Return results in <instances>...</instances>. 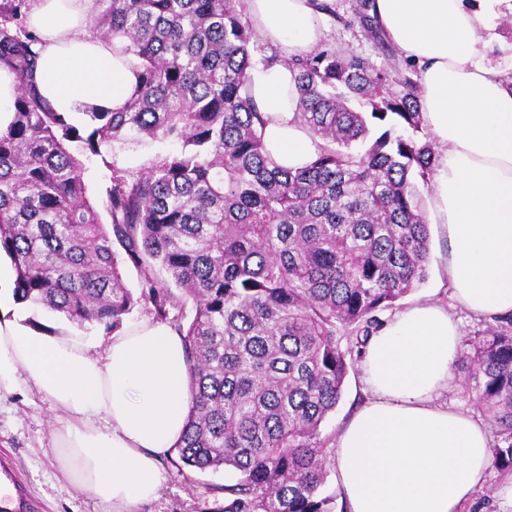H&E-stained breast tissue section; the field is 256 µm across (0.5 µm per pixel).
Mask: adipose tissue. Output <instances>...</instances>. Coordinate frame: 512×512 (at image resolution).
<instances>
[{"label":"adipose tissue","instance_id":"1","mask_svg":"<svg viewBox=\"0 0 512 512\" xmlns=\"http://www.w3.org/2000/svg\"><path fill=\"white\" fill-rule=\"evenodd\" d=\"M96 0H31L38 38L36 83L53 109L79 118L120 110L135 62L89 27ZM256 35L284 62L258 66L251 93L268 118L274 161L299 168L317 141L299 119L288 57L314 48L324 14L313 0H247ZM399 58L419 73L423 120L440 145L432 205L448 237L457 305L480 317L512 314V76L478 44L512 0H375ZM460 329L447 309L418 305L371 337L363 361L370 393L336 438L335 462L349 512H459L484 480L488 423L449 407ZM34 386L55 410L66 473L108 512H138L162 480L157 462L181 438L191 407L181 336L145 321L115 332L95 356L79 337L22 324L0 308V398ZM105 415L108 428L96 426Z\"/></svg>","mask_w":512,"mask_h":512}]
</instances>
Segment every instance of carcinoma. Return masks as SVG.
Wrapping results in <instances>:
<instances>
[{
	"mask_svg": "<svg viewBox=\"0 0 512 512\" xmlns=\"http://www.w3.org/2000/svg\"><path fill=\"white\" fill-rule=\"evenodd\" d=\"M368 8L349 24L382 50L383 66L323 43L288 59L300 119L322 144L287 170L265 150L249 91L246 0H98L90 26L137 60V82L121 110L80 123L38 90L29 0H0V68L20 81L0 132V252L13 298L114 331L144 301L174 324L191 369L180 460L232 473L223 505L204 512H336L325 492L336 433L325 425L380 314L428 277L416 180L433 178L437 146L420 138L417 69ZM374 123L389 128L374 137ZM145 139L172 149L136 176L108 162L114 147ZM91 157L111 169L100 206L83 179ZM511 323L488 327L463 356L495 429L492 465L510 471Z\"/></svg>",
	"mask_w": 512,
	"mask_h": 512,
	"instance_id": "cac0c4a2",
	"label": "carcinoma"
}]
</instances>
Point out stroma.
I'll list each match as a JSON object with an SVG mask.
<instances>
[{
	"instance_id": "obj_1",
	"label": "stroma",
	"mask_w": 512,
	"mask_h": 512,
	"mask_svg": "<svg viewBox=\"0 0 512 512\" xmlns=\"http://www.w3.org/2000/svg\"><path fill=\"white\" fill-rule=\"evenodd\" d=\"M360 0H334L337 18H326L323 40L383 64L384 58L375 49L359 26H344V19L353 17ZM430 263L427 281L398 300L395 311L416 304L431 303L451 308L462 331V352H469V342L482 335L486 319L477 318L456 308L452 284L446 272L448 239L441 225L430 224ZM17 312L27 325L38 324L53 332H71L84 337L95 352H103L109 330L95 324L76 325L63 315L45 308L20 304ZM53 406L34 386L0 399V471H8L10 481L0 495V508L11 507L17 495H24L33 505L32 512H103L102 504L79 490L66 476L54 449ZM162 484L158 496L141 506L140 512H200L203 501L213 500V487L224 485L229 474L224 470L200 472L180 468L177 451H170L159 462ZM512 484V472L488 468L485 480L461 512H503L502 491Z\"/></svg>"
}]
</instances>
